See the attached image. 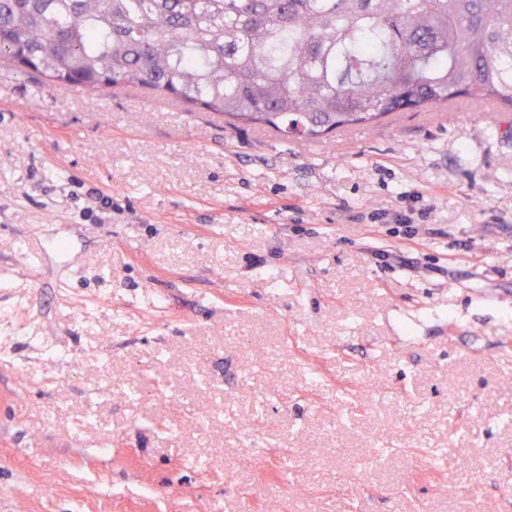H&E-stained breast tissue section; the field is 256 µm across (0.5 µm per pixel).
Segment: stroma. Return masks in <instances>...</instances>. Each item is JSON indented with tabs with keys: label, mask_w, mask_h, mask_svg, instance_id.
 I'll return each instance as SVG.
<instances>
[{
	"label": "stroma",
	"mask_w": 512,
	"mask_h": 512,
	"mask_svg": "<svg viewBox=\"0 0 512 512\" xmlns=\"http://www.w3.org/2000/svg\"><path fill=\"white\" fill-rule=\"evenodd\" d=\"M161 102L0 75V512H512V111Z\"/></svg>",
	"instance_id": "stroma-1"
}]
</instances>
